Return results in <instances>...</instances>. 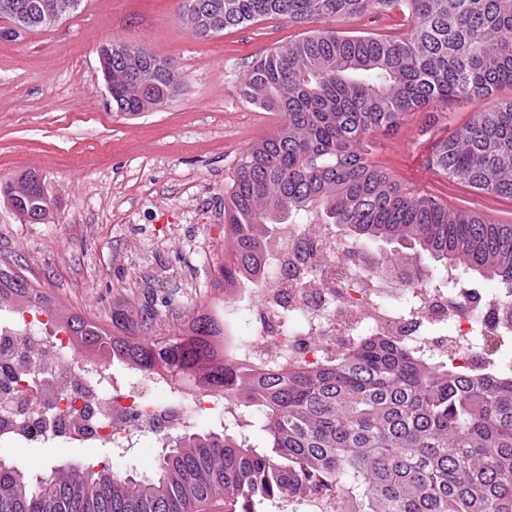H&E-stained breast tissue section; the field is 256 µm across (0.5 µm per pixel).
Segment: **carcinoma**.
I'll return each instance as SVG.
<instances>
[{
	"label": "carcinoma",
	"instance_id": "1",
	"mask_svg": "<svg viewBox=\"0 0 512 512\" xmlns=\"http://www.w3.org/2000/svg\"><path fill=\"white\" fill-rule=\"evenodd\" d=\"M220 28L286 18L325 24L252 64L240 96L282 118L252 145L224 191V258L210 292L234 310L260 288L270 242L285 224H333L361 250V272L401 288H431L434 272L475 273L505 288L512 316V224L401 185L371 161L373 136L404 116L463 100L486 106L437 142L432 167L454 182L512 199V0H221ZM398 13L403 35L338 31L330 22ZM171 60L112 53V105L137 114L180 84ZM21 217L43 210L37 191L7 196ZM403 248L393 259L375 243ZM145 302L108 326L61 319L71 349L128 369L183 378L224 398L219 430L164 438L150 477L52 466L33 473L0 459V512H256L300 502L314 512H512V367L453 364L400 336H357L333 357L251 361L203 308L167 319ZM57 314L56 302L14 268H0V310ZM261 422L255 442L248 417Z\"/></svg>",
	"mask_w": 512,
	"mask_h": 512
}]
</instances>
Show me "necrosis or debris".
Instances as JSON below:
<instances>
[{
    "label": "necrosis or debris",
    "mask_w": 512,
    "mask_h": 512,
    "mask_svg": "<svg viewBox=\"0 0 512 512\" xmlns=\"http://www.w3.org/2000/svg\"><path fill=\"white\" fill-rule=\"evenodd\" d=\"M297 225L279 230L272 248L274 273L257 289L266 320L248 340L244 352L255 359L279 358L295 344L317 337V350L333 354L353 337L376 331L414 337L416 325L432 328L449 352L467 356L480 337H491L497 350H512V321H504L495 305L499 288L486 290L487 310L472 305L469 288L449 271L456 284L455 298L433 288L385 290L360 279L342 257L344 241L335 227L322 226L313 256H305ZM34 343L44 357L43 381L34 387H17L15 363L20 341ZM53 380L72 398L74 412L44 419L41 408L56 402L43 383ZM135 391L124 392L110 370L96 371L74 359L64 336L42 320H23L0 312V444L14 447L31 442L56 448L75 441L110 442L117 447H141L161 435L145 428L114 431L111 409L134 407L145 416L178 404L179 426H186L200 411L198 399L152 374L137 375Z\"/></svg>",
    "instance_id": "1"
}]
</instances>
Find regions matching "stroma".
Listing matches in <instances>:
<instances>
[{"label": "stroma", "mask_w": 512, "mask_h": 512, "mask_svg": "<svg viewBox=\"0 0 512 512\" xmlns=\"http://www.w3.org/2000/svg\"><path fill=\"white\" fill-rule=\"evenodd\" d=\"M182 0H82L58 24L5 37L0 18V179L39 172L52 201L46 223L20 220L0 195V266L19 264L60 309L104 323L158 288L180 305L205 297L209 267L224 254V191L247 149L281 119L245 101L252 63L303 28L269 18L197 37ZM110 39L145 45L175 62L181 84L162 106L116 110L98 49ZM480 100L406 115L375 135L372 160L412 190L506 224L512 199L454 183L429 167L435 142L456 131ZM10 456L40 471L94 466L111 449L34 445Z\"/></svg>", "instance_id": "stroma-1"}]
</instances>
